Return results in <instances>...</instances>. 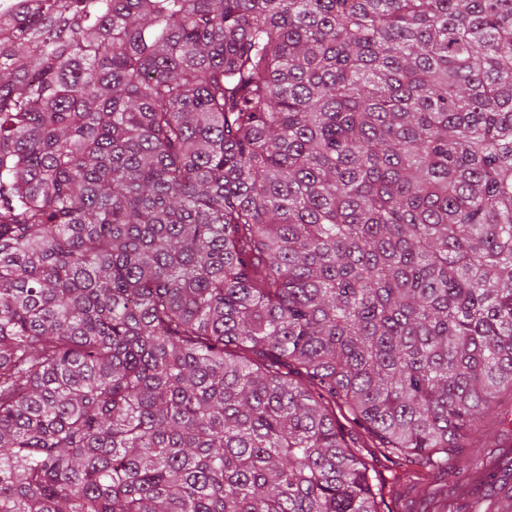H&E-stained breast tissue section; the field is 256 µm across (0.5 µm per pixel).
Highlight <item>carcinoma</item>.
<instances>
[{"mask_svg": "<svg viewBox=\"0 0 512 512\" xmlns=\"http://www.w3.org/2000/svg\"><path fill=\"white\" fill-rule=\"evenodd\" d=\"M505 398L512 0H0V512H381L336 407Z\"/></svg>", "mask_w": 512, "mask_h": 512, "instance_id": "cac0c4a2", "label": "carcinoma"}]
</instances>
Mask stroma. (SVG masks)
<instances>
[{
    "instance_id": "stroma-1",
    "label": "stroma",
    "mask_w": 512,
    "mask_h": 512,
    "mask_svg": "<svg viewBox=\"0 0 512 512\" xmlns=\"http://www.w3.org/2000/svg\"><path fill=\"white\" fill-rule=\"evenodd\" d=\"M340 425L345 443L371 456L381 477L417 472L434 487L446 489L447 512H506L512 507V425L487 430L477 466L468 468L456 459L444 469L384 455L366 427L348 418Z\"/></svg>"
}]
</instances>
